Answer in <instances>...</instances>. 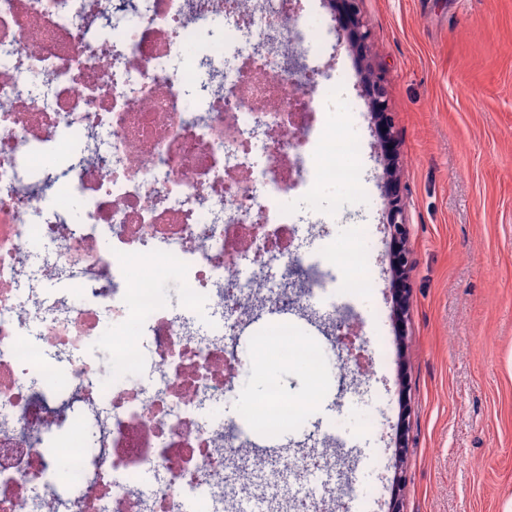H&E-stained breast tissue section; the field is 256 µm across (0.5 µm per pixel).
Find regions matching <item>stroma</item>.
I'll return each mask as SVG.
<instances>
[{
    "mask_svg": "<svg viewBox=\"0 0 512 512\" xmlns=\"http://www.w3.org/2000/svg\"><path fill=\"white\" fill-rule=\"evenodd\" d=\"M359 9L369 32L362 48L303 47L302 28L343 19L327 0H302L289 32L293 50L323 73V112L362 142L354 165L372 197L353 199L326 184L321 210L301 193L282 205L301 219L304 243L344 240L356 224L370 225L376 243L367 285L328 296L337 319L374 343L376 371L354 370L342 393L324 381L308 420L335 436L340 463L319 478L350 486L353 512L395 504L401 512H512V0H360ZM371 74L385 87L393 158L370 114ZM390 162L398 169L392 189L382 177ZM392 190L416 258L402 313L384 228ZM326 310L305 298L286 318L323 345ZM261 383V375H246L211 414L265 448L267 483L301 492L278 459L326 447L306 426L273 438L255 433ZM371 414L377 426L368 430ZM403 431L410 446L400 457Z\"/></svg>",
    "mask_w": 512,
    "mask_h": 512,
    "instance_id": "35a3bbf8",
    "label": "stroma"
}]
</instances>
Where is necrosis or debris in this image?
Returning <instances> with one entry per match:
<instances>
[{
  "mask_svg": "<svg viewBox=\"0 0 512 512\" xmlns=\"http://www.w3.org/2000/svg\"><path fill=\"white\" fill-rule=\"evenodd\" d=\"M138 2L123 23L128 38L111 51L98 32L109 0H0V512H186L191 500L231 512L224 474L251 445L209 410L254 368L297 363L320 377L343 366L287 324L258 356L225 332L256 306L294 296L284 283L304 260L280 206L289 169L300 168L314 209L324 184L368 192L351 164L358 140L317 112L323 88L301 95L308 71L288 69L294 0H250L245 23L196 65L194 113L169 62L189 33L236 9ZM64 126L97 134L94 152L65 175L93 202L79 224L62 201L43 211L47 191L27 179L31 145L56 142ZM368 235L354 227L327 250L347 287L370 275ZM47 281L67 293L47 295ZM168 281L176 312L158 292ZM201 305L214 318L207 332L190 316ZM101 342L103 357H88ZM56 371L68 402L50 403L31 385ZM260 409L293 425L305 418L278 380ZM77 411L100 429L66 448L82 473L66 497L47 484L42 442Z\"/></svg>",
  "mask_w": 512,
  "mask_h": 512,
  "instance_id": "4bbe7bcc",
  "label": "necrosis or debris"
}]
</instances>
